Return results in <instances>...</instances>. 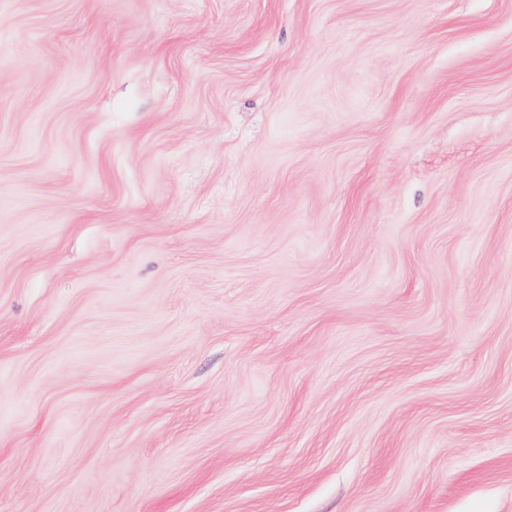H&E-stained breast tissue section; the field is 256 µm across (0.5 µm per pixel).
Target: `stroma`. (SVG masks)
Listing matches in <instances>:
<instances>
[{"label":"stroma","mask_w":512,"mask_h":512,"mask_svg":"<svg viewBox=\"0 0 512 512\" xmlns=\"http://www.w3.org/2000/svg\"><path fill=\"white\" fill-rule=\"evenodd\" d=\"M0 512H512V0H0Z\"/></svg>","instance_id":"35a3bbf8"}]
</instances>
